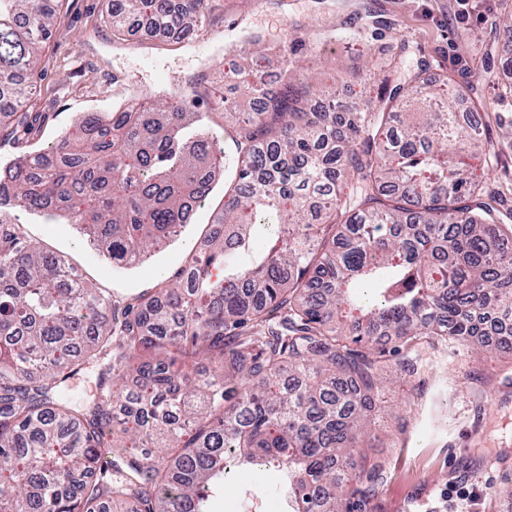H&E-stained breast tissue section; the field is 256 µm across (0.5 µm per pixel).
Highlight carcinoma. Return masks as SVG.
Here are the masks:
<instances>
[{"instance_id":"1","label":"carcinoma","mask_w":512,"mask_h":512,"mask_svg":"<svg viewBox=\"0 0 512 512\" xmlns=\"http://www.w3.org/2000/svg\"><path fill=\"white\" fill-rule=\"evenodd\" d=\"M61 0H0V142L32 131L22 108ZM208 0H113L183 38ZM225 63L258 109L232 116L224 206L205 253L172 288L125 306L86 286L0 215V512H211L233 465L273 469L285 512H371L386 459L363 448L386 394V351L419 378L424 347L512 336V224L465 161L484 154L457 104L466 90L426 68L382 80L364 105L318 109L292 70ZM174 89L108 115L0 173V197L77 225L116 265L176 237L211 192L222 155ZM224 277L213 278V271ZM204 351L212 370L186 373ZM97 395L60 399L87 366ZM120 461L106 462V437ZM158 440L163 456L143 446Z\"/></svg>"}]
</instances>
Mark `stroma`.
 Returning <instances> with one entry per match:
<instances>
[{
    "label": "stroma",
    "mask_w": 512,
    "mask_h": 512,
    "mask_svg": "<svg viewBox=\"0 0 512 512\" xmlns=\"http://www.w3.org/2000/svg\"><path fill=\"white\" fill-rule=\"evenodd\" d=\"M112 0H63L52 36L42 50V77L28 102L40 114L36 131L18 142L0 143V168L26 153L48 147L86 112H109L125 96H152L186 88L191 110L203 113L216 138L224 136L220 96H236L249 111L245 94L224 83V57L243 51L245 37L259 34L268 55L260 77L276 85L285 68L280 44L305 40L299 77L311 90L349 89L337 97L341 111L357 98L376 93L363 75L390 76L403 82L420 63L431 70L457 71L484 103L479 118L496 160L488 174L504 212H512V40L495 19L504 15L500 0H470L458 15L456 0H213L212 17L202 36L179 40L131 29L114 41L106 21ZM224 201L216 188L180 236L132 269L113 268L103 253L74 225L58 216L9 208L39 250L60 255L92 288L128 303L176 280L206 245L211 213ZM386 403L375 428L388 451L387 481L373 512H435L449 486L476 487L471 512H512V496L501 491L512 469V353L474 355L455 343L436 355L423 379L401 376L389 362ZM426 392H418V382ZM411 414L406 434L393 427L394 415ZM217 512H281L272 477L241 468L224 485Z\"/></svg>",
    "instance_id": "stroma-1"
}]
</instances>
